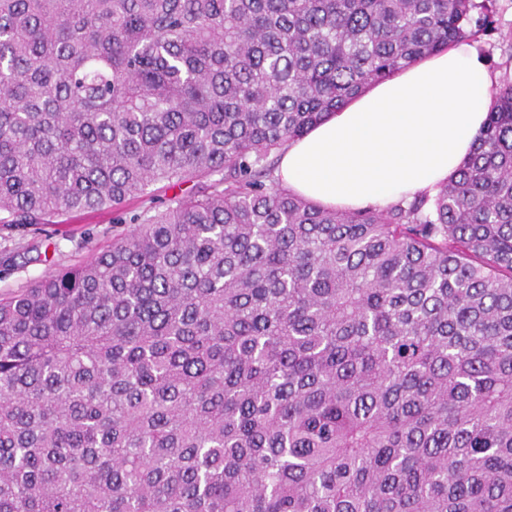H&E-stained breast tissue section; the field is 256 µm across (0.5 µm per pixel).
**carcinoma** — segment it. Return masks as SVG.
<instances>
[{
	"label": "carcinoma",
	"mask_w": 512,
	"mask_h": 512,
	"mask_svg": "<svg viewBox=\"0 0 512 512\" xmlns=\"http://www.w3.org/2000/svg\"><path fill=\"white\" fill-rule=\"evenodd\" d=\"M493 2L0 0V228L132 225L0 298V512H512V67L433 196L275 176Z\"/></svg>",
	"instance_id": "obj_1"
}]
</instances>
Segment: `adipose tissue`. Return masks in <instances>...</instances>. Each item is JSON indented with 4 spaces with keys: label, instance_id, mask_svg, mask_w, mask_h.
I'll return each instance as SVG.
<instances>
[{
    "label": "adipose tissue",
    "instance_id": "1",
    "mask_svg": "<svg viewBox=\"0 0 512 512\" xmlns=\"http://www.w3.org/2000/svg\"><path fill=\"white\" fill-rule=\"evenodd\" d=\"M491 86L470 45L431 55L290 142L279 178L338 209L383 208L435 193L470 154L491 108Z\"/></svg>",
    "mask_w": 512,
    "mask_h": 512
}]
</instances>
